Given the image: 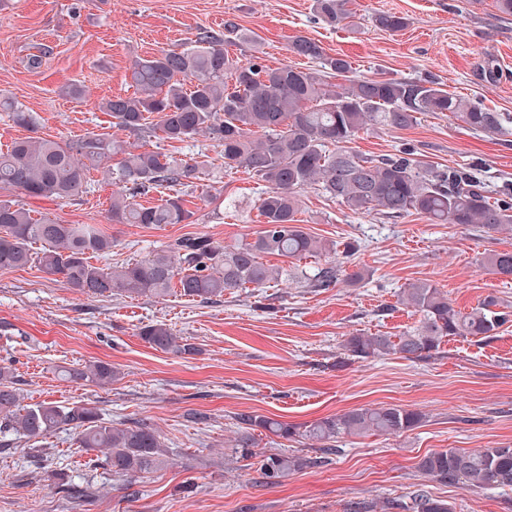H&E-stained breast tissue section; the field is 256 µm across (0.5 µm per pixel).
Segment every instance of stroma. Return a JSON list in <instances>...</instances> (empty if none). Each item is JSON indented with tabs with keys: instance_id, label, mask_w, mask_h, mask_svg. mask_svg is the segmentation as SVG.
<instances>
[{
	"instance_id": "1",
	"label": "stroma",
	"mask_w": 512,
	"mask_h": 512,
	"mask_svg": "<svg viewBox=\"0 0 512 512\" xmlns=\"http://www.w3.org/2000/svg\"><path fill=\"white\" fill-rule=\"evenodd\" d=\"M312 4L0 0V98L39 115L36 136L67 142L106 134L139 152L214 160L185 190L188 224L112 223L114 186L99 169L89 174V194L30 199L27 208L64 224L99 225L120 262L185 236L225 245L253 237L263 184L244 168L218 165L214 141L169 143L121 131L98 108L103 99L131 93L134 60L190 42L200 29L225 38L232 57L257 55L272 68L307 66L288 50L293 37L305 36L328 55L347 56L352 77L435 80L482 107L512 113V15L501 14L495 0H352L351 23L337 26ZM383 12L407 17L408 27L396 35L377 28L374 17ZM74 83L83 97L68 95ZM405 147L438 165L475 168L492 198L512 196V130L491 136L425 112L410 129L363 131L351 143L371 156ZM297 218L313 236L356 244L343 268L364 270V279L324 290L282 280L203 303L175 294L92 298L35 266L0 272V321L14 327L13 336L0 338V365L12 367L25 403H88L115 423L147 420L170 450L166 466L131 483L76 448L72 431L21 440L0 450V512H344L351 502L386 512L388 501L408 500L422 486L454 512H512V489L427 484L416 470L433 451L512 446V323L489 339H450L422 360L353 361L343 350L353 334L396 336L413 326L416 318L398 295L417 280L447 291L465 311L489 295L512 311V280L483 264L488 253L512 250V227L487 233L417 214L357 215L314 189L300 192ZM148 323L171 326L199 354L183 359L151 348L139 335ZM91 361L112 364L118 380L102 388L58 376L60 368ZM386 405L421 412L423 421L397 435L344 437L327 462L277 487L254 483L243 461L224 456L241 412L304 423ZM47 465L87 487L88 499L76 501L44 481Z\"/></svg>"
}]
</instances>
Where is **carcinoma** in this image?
<instances>
[{
    "instance_id": "obj_1",
    "label": "carcinoma",
    "mask_w": 512,
    "mask_h": 512,
    "mask_svg": "<svg viewBox=\"0 0 512 512\" xmlns=\"http://www.w3.org/2000/svg\"><path fill=\"white\" fill-rule=\"evenodd\" d=\"M348 4L313 0V9L327 23L339 25L352 16ZM375 22L393 33L408 26L407 18L395 13H380ZM288 51L310 65L270 68L257 56L233 60L224 40L202 29L188 47L135 60V92L99 103V110L110 113L112 125L122 131L150 133L172 143L207 136L221 147L224 166L244 168L265 183L258 204L262 224L255 237L222 245L205 235L187 236L142 260L97 267L89 256L109 255L114 244L98 225L38 219L23 204L3 196L0 272L36 262L46 275L59 276L94 298L163 299L177 293L206 302L226 291L264 288L285 277L315 288H334L343 269L333 261L311 274L299 269L290 273L262 261L265 255L302 259L334 251L298 224L297 193L305 188L323 191L354 214L397 218L415 212L433 224L477 225L491 232L512 224V203L491 199L483 183L465 168L434 165L409 148L367 156L347 146L364 130L409 129L422 112H447L473 130L499 135L512 125L511 113L483 108L434 81L354 79L346 57L329 56L303 36L295 37ZM0 110L18 126L37 124L34 113L11 102L0 101ZM114 155L121 160L117 170L108 171L118 187L109 210L112 223L159 226L183 224L193 217L177 194L152 206L136 198L160 187H191L210 161L126 150L103 134L65 143L32 136L15 139L6 150L0 149V190H19L35 200H71L91 191L89 169ZM484 265L492 274L512 279V251L490 253ZM400 303L419 315L417 325L395 338L353 334L343 343L347 356L429 358L446 338L487 339L512 321V315L496 309L492 296L463 312L446 291L425 281L407 284ZM139 336L150 347L177 357L199 353L195 344L162 323L140 327ZM61 376L107 387L118 372L109 363L95 361L81 369L65 368ZM235 421L232 453L254 460L256 482L273 487L321 463V458L259 451L253 435L259 428L290 441L316 443L322 453L330 454L344 435L399 434L416 428L422 416L392 405L359 407L311 423H285L251 413H238ZM65 427L75 430L78 447L102 453L113 473L130 479L162 468L169 455L159 431L144 420L116 426L93 406L22 404L11 368L0 366L1 433L31 440ZM417 469L423 478L442 485L512 489V446L435 451L420 458ZM387 508L454 512L447 501L422 487L410 502Z\"/></svg>"
}]
</instances>
